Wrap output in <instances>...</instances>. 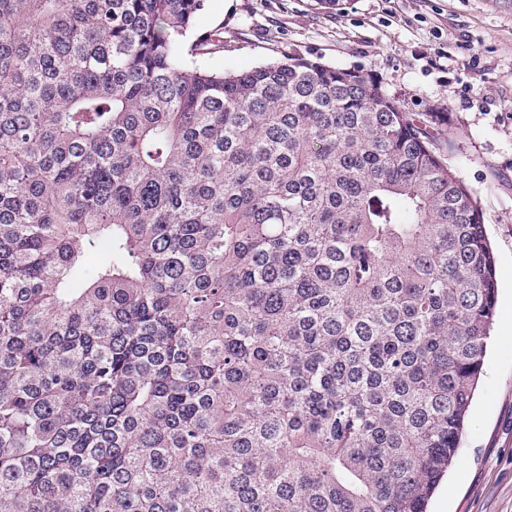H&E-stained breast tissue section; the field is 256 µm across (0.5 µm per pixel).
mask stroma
<instances>
[{"instance_id": "stroma-1", "label": "stroma", "mask_w": 512, "mask_h": 512, "mask_svg": "<svg viewBox=\"0 0 512 512\" xmlns=\"http://www.w3.org/2000/svg\"><path fill=\"white\" fill-rule=\"evenodd\" d=\"M212 67L291 55L378 77L406 111L443 112L445 157L477 200L497 261L496 314L462 444L433 512H512V0H207Z\"/></svg>"}]
</instances>
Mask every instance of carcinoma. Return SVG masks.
<instances>
[{"label": "carcinoma", "mask_w": 512, "mask_h": 512, "mask_svg": "<svg viewBox=\"0 0 512 512\" xmlns=\"http://www.w3.org/2000/svg\"><path fill=\"white\" fill-rule=\"evenodd\" d=\"M204 5L0 0V512H426L498 288L452 140Z\"/></svg>", "instance_id": "1"}]
</instances>
